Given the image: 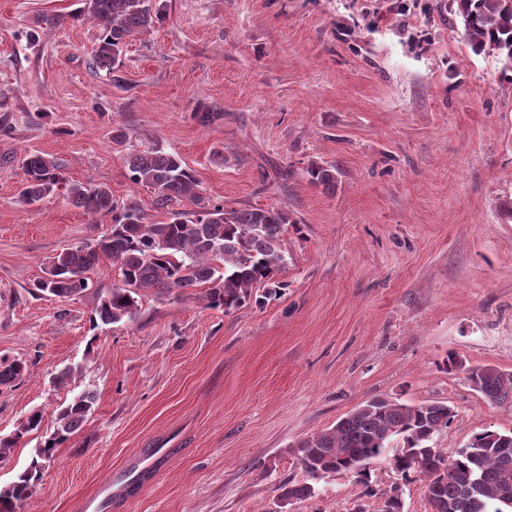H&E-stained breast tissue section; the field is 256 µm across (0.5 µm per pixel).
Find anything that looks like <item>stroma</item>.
Instances as JSON below:
<instances>
[{"mask_svg": "<svg viewBox=\"0 0 512 512\" xmlns=\"http://www.w3.org/2000/svg\"><path fill=\"white\" fill-rule=\"evenodd\" d=\"M80 3L0 0V358L27 366L0 386V435L43 414L0 457V487L63 407L96 395L17 512H76L106 480L123 512H269L279 485L307 479L296 443L374 397L448 402L456 416L433 441L446 457L482 429L512 430V407L442 368L453 352L512 372V78L473 52L451 0H165L115 78L87 65L100 28L74 19ZM40 15L59 22L35 27ZM201 108L216 119L200 124ZM153 143L211 201L290 213L280 298L227 313L199 288L153 293L106 325L109 260L79 296L35 289L48 257L112 220L61 194L22 203L26 152L137 197L155 223L167 213L125 161ZM314 164L335 167L334 189L311 183ZM148 453L154 472L135 481ZM369 473L321 480L294 512H380L394 485L402 512H431L423 482L388 459Z\"/></svg>", "mask_w": 512, "mask_h": 512, "instance_id": "1", "label": "stroma"}]
</instances>
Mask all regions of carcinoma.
Here are the masks:
<instances>
[{
    "mask_svg": "<svg viewBox=\"0 0 512 512\" xmlns=\"http://www.w3.org/2000/svg\"><path fill=\"white\" fill-rule=\"evenodd\" d=\"M465 34L476 53L492 52L512 72V0H452ZM97 21L101 34L88 61L95 71L115 72L124 49L139 35L163 21L158 0H82L74 18ZM130 180L154 188V205L168 212V221L144 223L139 200L117 201L105 184L69 183L53 157L32 152L23 159L19 197L36 204L64 190L73 206L92 215H112L108 233L93 245L71 246L49 257L35 287L58 298H72L90 288V272L102 259L112 262L117 283L96 308L104 324L130 318L138 300L152 292L202 288L211 307L229 312L280 294L274 277L287 266L282 235L291 223L287 211L271 208L227 209L204 198L199 181L183 159L156 143L126 155ZM310 180L330 190L335 167L313 166ZM174 204L191 206L172 210ZM23 362L0 360V385L25 373ZM467 379L487 402L512 406V373L492 366L469 368ZM96 404L85 391L57 415V427L44 440L30 465L9 485L0 488V512L16 507L32 493L42 471L39 459L49 457L81 426ZM445 401L410 404L398 398L377 397L358 407L335 426L302 439L295 446L310 481L285 482L283 495L303 500L314 496V482L351 475L368 480V465L380 458L394 436L404 445L392 458L402 479L425 482L427 498L440 512H512V432L485 428L447 459V472L438 470L436 451L429 442L453 421ZM43 415L35 410L14 431L0 435V454L16 447L40 429Z\"/></svg>",
    "mask_w": 512,
    "mask_h": 512,
    "instance_id": "cac0c4a2",
    "label": "carcinoma"
}]
</instances>
